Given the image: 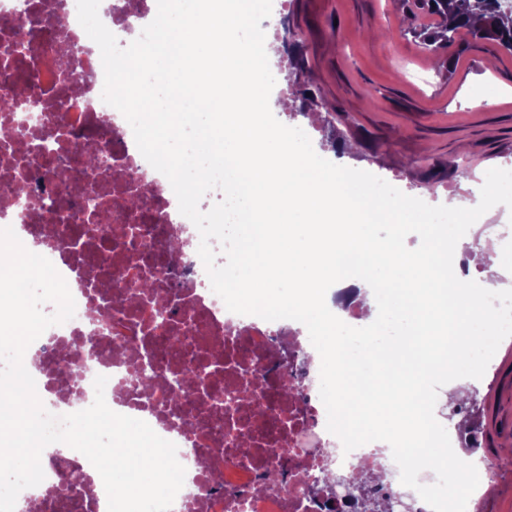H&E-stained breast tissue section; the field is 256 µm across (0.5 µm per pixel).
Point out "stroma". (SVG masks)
Wrapping results in <instances>:
<instances>
[{"label":"stroma","mask_w":512,"mask_h":512,"mask_svg":"<svg viewBox=\"0 0 512 512\" xmlns=\"http://www.w3.org/2000/svg\"><path fill=\"white\" fill-rule=\"evenodd\" d=\"M269 21L271 111L282 124L309 125L323 158L443 204L466 202L490 168L512 170V53L495 41L462 31L447 52H432L416 33L438 18L417 0H288ZM299 91L311 120L284 106ZM511 220L491 208L463 237L461 257L495 244ZM466 389L485 457L512 420V337Z\"/></svg>","instance_id":"obj_1"}]
</instances>
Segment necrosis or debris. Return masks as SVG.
I'll use <instances>...</instances> for the list:
<instances>
[{
  "label": "necrosis or debris",
  "mask_w": 512,
  "mask_h": 512,
  "mask_svg": "<svg viewBox=\"0 0 512 512\" xmlns=\"http://www.w3.org/2000/svg\"><path fill=\"white\" fill-rule=\"evenodd\" d=\"M81 33L76 0H0V99L22 91L40 104L24 124L0 113V126L16 130L0 138V223L54 264L75 300L73 318L49 327L33 357L47 410L89 407L96 376H106L109 408L177 447L186 474L171 512H362L360 500L310 478L333 466L384 494L394 484L390 446L344 452L327 429L319 369L280 358L299 346L287 320L232 313L212 292L198 230L101 99L96 48L67 52ZM76 157L79 173L16 196ZM43 471L38 494L23 490L20 501L108 512L80 452L54 449ZM279 471L283 483L268 486Z\"/></svg>",
  "instance_id": "necrosis-or-debris-1"
}]
</instances>
